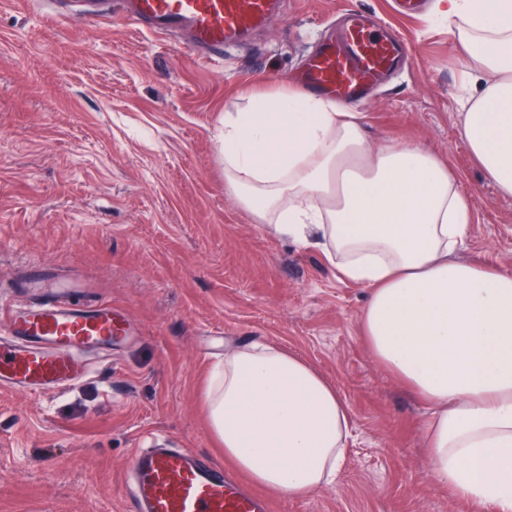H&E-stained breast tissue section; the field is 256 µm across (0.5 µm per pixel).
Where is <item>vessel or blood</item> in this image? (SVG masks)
<instances>
[{
	"label": "vessel or blood",
	"instance_id": "obj_1",
	"mask_svg": "<svg viewBox=\"0 0 512 512\" xmlns=\"http://www.w3.org/2000/svg\"><path fill=\"white\" fill-rule=\"evenodd\" d=\"M279 0H91L86 15L112 10L152 33L183 32L198 59L212 63L279 10ZM405 52L369 14L352 11L341 39L324 42L302 75L303 84L341 105L363 101ZM130 337L127 316L99 300L50 299L0 311V389L41 392L66 387L85 372L83 353L112 348ZM133 512H272L250 491L191 448L155 446L131 463Z\"/></svg>",
	"mask_w": 512,
	"mask_h": 512
}]
</instances>
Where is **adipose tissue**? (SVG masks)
Wrapping results in <instances>:
<instances>
[{
    "mask_svg": "<svg viewBox=\"0 0 512 512\" xmlns=\"http://www.w3.org/2000/svg\"><path fill=\"white\" fill-rule=\"evenodd\" d=\"M438 6L474 62L462 136L512 197V0ZM224 185L259 223L315 244L366 288L365 340L430 408L432 473L460 502L512 512V272L453 260L472 214L448 165L418 145L372 149L361 113L291 88L225 113ZM205 404L225 457L270 490L310 494L346 457L344 398L286 349L225 354Z\"/></svg>",
    "mask_w": 512,
    "mask_h": 512,
    "instance_id": "obj_1",
    "label": "adipose tissue"
}]
</instances>
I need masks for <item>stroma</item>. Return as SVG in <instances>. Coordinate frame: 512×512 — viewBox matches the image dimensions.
I'll use <instances>...</instances> for the list:
<instances>
[{
  "label": "stroma",
  "mask_w": 512,
  "mask_h": 512,
  "mask_svg": "<svg viewBox=\"0 0 512 512\" xmlns=\"http://www.w3.org/2000/svg\"><path fill=\"white\" fill-rule=\"evenodd\" d=\"M63 7L62 18L0 0V305L21 300L18 277L41 263L75 281L67 301L111 300L134 335L86 352L87 373L65 389L0 390V512H128L126 470L161 442L224 465L204 385L226 349L255 340L309 361L352 414L336 480L274 494V512H491L432 476L429 408L363 339L365 289L224 189L225 113L298 83L329 17L372 12L412 59L361 105L369 145L416 143L444 159L473 216L456 259L512 270V198L464 143L473 62L437 0L420 17L392 0H285L214 64L185 35Z\"/></svg>",
  "instance_id": "stroma-1"
}]
</instances>
